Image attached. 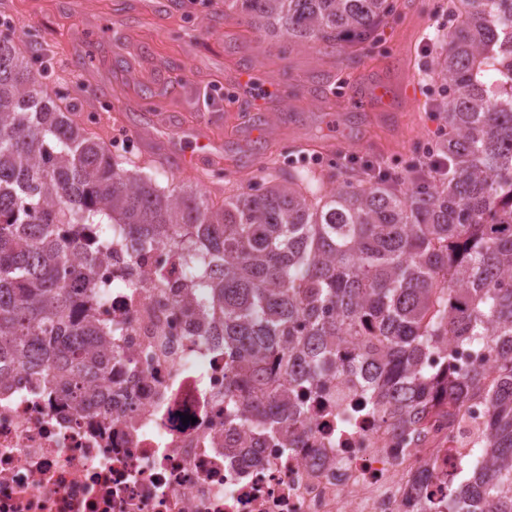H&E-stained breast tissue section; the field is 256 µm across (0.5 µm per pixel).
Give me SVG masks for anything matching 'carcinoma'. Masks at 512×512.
Wrapping results in <instances>:
<instances>
[{"label":"carcinoma","instance_id":"carcinoma-1","mask_svg":"<svg viewBox=\"0 0 512 512\" xmlns=\"http://www.w3.org/2000/svg\"><path fill=\"white\" fill-rule=\"evenodd\" d=\"M229 8L297 45L372 41L388 0H229ZM448 45L432 74L448 135L449 175L398 179L293 170L273 184L209 203L115 155L47 93L37 50L0 33V357L56 364L62 399L82 409L105 375L112 324L94 318L96 254L121 224L138 248L189 243L183 258L208 278L224 337V419L262 426L295 389L352 362L400 409L443 398L488 399L475 444L480 468L448 482L443 512H512V0H448ZM132 168H126V165ZM95 226L87 244L79 233ZM87 310L75 312L73 287ZM453 337L499 348L494 380L480 366L442 372L427 352Z\"/></svg>","mask_w":512,"mask_h":512}]
</instances>
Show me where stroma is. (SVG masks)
Returning <instances> with one entry per match:
<instances>
[{
	"label": "stroma",
	"mask_w": 512,
	"mask_h": 512,
	"mask_svg": "<svg viewBox=\"0 0 512 512\" xmlns=\"http://www.w3.org/2000/svg\"><path fill=\"white\" fill-rule=\"evenodd\" d=\"M447 2L391 0L377 42L335 50L272 37L224 0H0V16L51 58L49 88L97 113L102 141H134L136 162L161 147L159 184H200L219 206L275 168L354 159L405 175L415 143L441 129L431 69L445 46ZM379 83L391 89L387 100L351 101L350 91ZM201 136L210 158L183 170ZM218 168L224 178L211 182Z\"/></svg>",
	"instance_id": "35a3bbf8"
}]
</instances>
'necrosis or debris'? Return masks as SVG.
<instances>
[{
    "label": "necrosis or debris",
    "mask_w": 512,
    "mask_h": 512,
    "mask_svg": "<svg viewBox=\"0 0 512 512\" xmlns=\"http://www.w3.org/2000/svg\"><path fill=\"white\" fill-rule=\"evenodd\" d=\"M94 281L113 337L90 407L64 406L52 372L0 373V512H437L473 465L483 398L453 423L427 410L413 432L374 409L360 368L297 393L294 434L279 419L226 448L224 339L197 304L206 282L172 249L135 251L123 236ZM497 361L493 343L451 340L424 364Z\"/></svg>",
    "instance_id": "1"
}]
</instances>
